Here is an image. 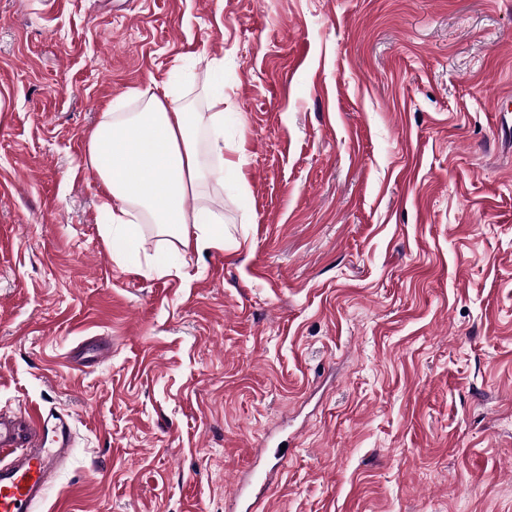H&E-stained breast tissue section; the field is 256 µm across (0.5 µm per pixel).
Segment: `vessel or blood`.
<instances>
[{"label":"vessel or blood","mask_w":512,"mask_h":512,"mask_svg":"<svg viewBox=\"0 0 512 512\" xmlns=\"http://www.w3.org/2000/svg\"><path fill=\"white\" fill-rule=\"evenodd\" d=\"M73 436L67 419L32 407L0 410V512H39Z\"/></svg>","instance_id":"1"}]
</instances>
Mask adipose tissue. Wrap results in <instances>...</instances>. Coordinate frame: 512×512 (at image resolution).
Returning <instances> with one entry per match:
<instances>
[{
    "instance_id": "1",
    "label": "adipose tissue",
    "mask_w": 512,
    "mask_h": 512,
    "mask_svg": "<svg viewBox=\"0 0 512 512\" xmlns=\"http://www.w3.org/2000/svg\"><path fill=\"white\" fill-rule=\"evenodd\" d=\"M135 112L104 113L88 136L84 164L100 179L101 206L110 232L138 243L142 227L154 225L162 251L203 252L242 241L224 231V217L186 200L205 176L204 157L224 159V77L215 73L210 111L190 112L152 86L127 93Z\"/></svg>"
}]
</instances>
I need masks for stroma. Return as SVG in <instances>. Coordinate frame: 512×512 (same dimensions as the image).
<instances>
[{"mask_svg": "<svg viewBox=\"0 0 512 512\" xmlns=\"http://www.w3.org/2000/svg\"><path fill=\"white\" fill-rule=\"evenodd\" d=\"M242 250L106 240L86 138L210 109ZM0 408L40 512H512V0H0ZM109 345L76 363L83 341ZM72 443L69 421L51 410L1 409L0 512H39Z\"/></svg>", "mask_w": 512, "mask_h": 512, "instance_id": "35a3bbf8", "label": "stroma"}]
</instances>
